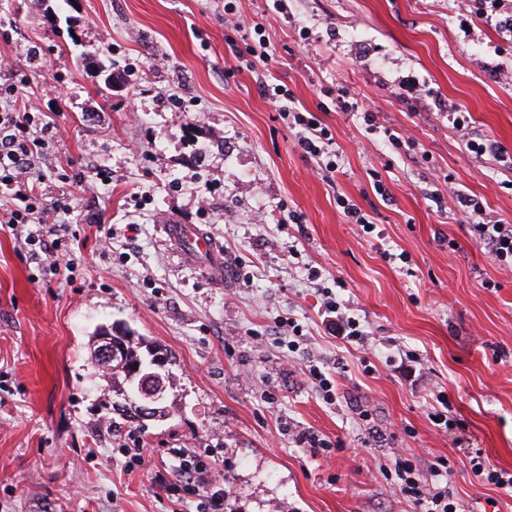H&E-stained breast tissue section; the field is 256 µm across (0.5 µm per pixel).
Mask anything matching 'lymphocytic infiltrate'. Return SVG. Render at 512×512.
<instances>
[{
    "mask_svg": "<svg viewBox=\"0 0 512 512\" xmlns=\"http://www.w3.org/2000/svg\"><path fill=\"white\" fill-rule=\"evenodd\" d=\"M261 89L264 97L276 106L288 129L294 130L304 153L315 160L321 171H336L334 137L323 120L314 112L294 106L286 86L265 83ZM32 155L33 143L19 111L1 112L0 196L10 197L12 206L0 215V226L25 231L27 245L41 246L47 238H62L66 227L44 220L50 206L31 183ZM457 200L471 223L476 242L499 264L512 266V224L487 220L482 206L470 196L461 193ZM174 457L178 464L173 492L183 499H196V512H224V491L212 480V460L180 451L175 452ZM450 469L449 460L444 458L425 467L405 458L396 461L394 473L403 495L412 498L421 512H461L459 502L448 487Z\"/></svg>",
    "mask_w": 512,
    "mask_h": 512,
    "instance_id": "1",
    "label": "lymphocytic infiltrate"
}]
</instances>
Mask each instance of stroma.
<instances>
[{
	"instance_id": "35a3bbf8",
	"label": "stroma",
	"mask_w": 512,
	"mask_h": 512,
	"mask_svg": "<svg viewBox=\"0 0 512 512\" xmlns=\"http://www.w3.org/2000/svg\"><path fill=\"white\" fill-rule=\"evenodd\" d=\"M225 1L0 0V109L34 119L40 190L67 205L49 220L67 225L73 258L52 273L23 232L0 229V512H194L153 480L173 448L213 455L228 512H420L382 470L413 455L449 459L464 512H512L469 465L480 452L512 470V267L452 197L512 224V0L487 17L466 0H288L284 14L229 0L270 42L252 71ZM263 81L320 113L336 172L302 151ZM340 88L412 147L333 108ZM453 112L503 158L465 151ZM340 196L378 233L349 223ZM167 224L207 233L224 281ZM324 287L366 345L321 316ZM283 317L301 327L296 351L260 336ZM113 324L166 350L167 419L104 414L89 340ZM311 360L341 371L334 401L304 375ZM441 394L464 430L431 421ZM128 432L152 450L132 472L116 449ZM305 432L331 441L328 456Z\"/></svg>"
}]
</instances>
